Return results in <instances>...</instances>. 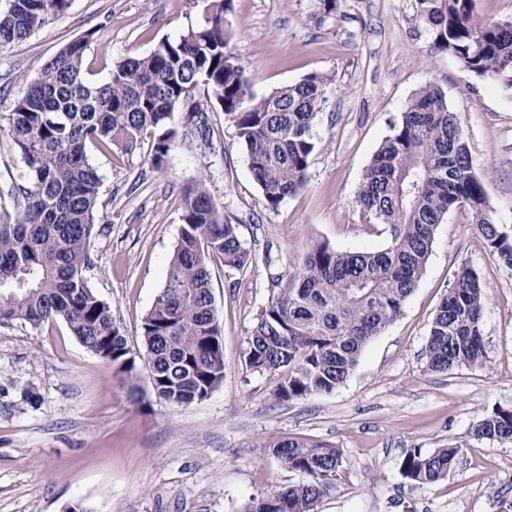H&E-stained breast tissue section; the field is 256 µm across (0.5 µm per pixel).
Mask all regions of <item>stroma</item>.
<instances>
[{
	"label": "stroma",
	"mask_w": 512,
	"mask_h": 512,
	"mask_svg": "<svg viewBox=\"0 0 512 512\" xmlns=\"http://www.w3.org/2000/svg\"><path fill=\"white\" fill-rule=\"evenodd\" d=\"M203 15L201 0H71L69 9L27 39L0 49V115L22 77L37 75L69 41L90 35L84 65L95 79L115 62L176 38ZM235 43L254 89L263 94L313 72L331 90L314 129L308 183L270 208L255 183L233 125L204 88L193 99L208 136L184 128L168 165L155 170L149 144L131 155L92 150L103 178V216L87 273L112 306L136 364L143 404L128 380L83 346L60 320L0 324V512H243L252 499L304 481L270 446L284 439L331 444L343 463L317 512H512V443L473 430L512 408V270L467 210L438 225L426 269L401 316L363 348L330 394L278 402L276 375L251 370L248 341L272 290L270 270L292 275L314 241L341 251H376L387 234L365 226L355 199L363 172L406 104L423 87L441 88L456 112L501 231L512 237V93L466 71L436 48L416 0H234ZM207 187L254 255L241 270L210 264L223 327L224 382L188 406L157 397L140 336L163 288L180 234L183 186ZM487 296L481 365L426 369L435 312L461 265ZM453 444L447 478L411 485L399 472L405 451Z\"/></svg>",
	"instance_id": "stroma-1"
}]
</instances>
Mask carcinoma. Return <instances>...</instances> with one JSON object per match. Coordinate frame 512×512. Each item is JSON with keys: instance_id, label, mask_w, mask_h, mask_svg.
<instances>
[{"instance_id": "obj_1", "label": "carcinoma", "mask_w": 512, "mask_h": 512, "mask_svg": "<svg viewBox=\"0 0 512 512\" xmlns=\"http://www.w3.org/2000/svg\"><path fill=\"white\" fill-rule=\"evenodd\" d=\"M204 2L200 24L160 39L144 56L115 63L103 81L89 79L84 68L89 37L70 41L37 76L22 78L11 112L0 115V133L24 164L0 196V324L22 320L39 327L62 320L80 343L131 377L135 360L127 338L112 306L85 276L101 221L102 176L90 148L131 155L149 138L150 164L165 168L177 145L174 111L202 85L233 124L255 182L276 209L307 183L313 130L329 87L323 74L313 72L257 95L235 52L233 0ZM416 2L438 49L512 92V22L479 21L475 0ZM69 5L8 0L0 11V47L46 26ZM185 124L207 136L198 107L186 112ZM182 194V227L166 283L141 324L153 391L176 405L202 400L224 382L211 259L218 256L235 270L254 260L204 177ZM356 205L367 224L388 232L383 249L344 252L313 242L292 276H270L274 295L252 330L246 364L279 375V401L331 393L345 382L365 345L401 315L425 271L436 228L451 209L467 207L489 247L512 268V240L487 218L486 190L463 129L436 86L424 87L407 104L365 169ZM485 310L478 275L461 265L430 328L427 370L482 363ZM474 436L512 443V409L485 417ZM459 452L454 445L430 453L412 448L400 472L416 486L436 483L454 468ZM272 453L307 480L269 492L244 512H316L342 466L341 450L290 439L275 442Z\"/></svg>"}]
</instances>
